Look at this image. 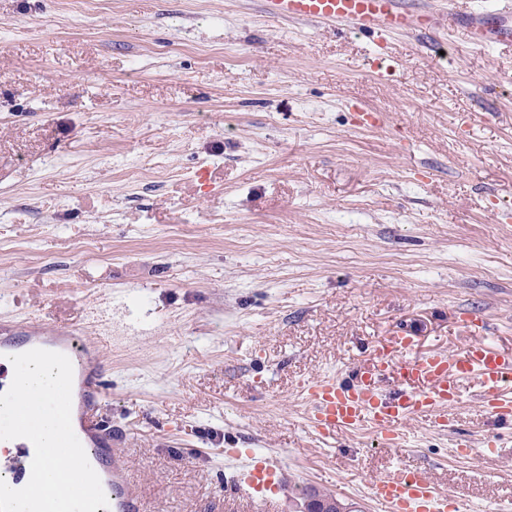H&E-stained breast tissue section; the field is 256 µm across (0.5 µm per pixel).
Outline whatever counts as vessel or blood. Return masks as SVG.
I'll return each mask as SVG.
<instances>
[{
  "label": "vessel or blood",
  "instance_id": "obj_1",
  "mask_svg": "<svg viewBox=\"0 0 512 512\" xmlns=\"http://www.w3.org/2000/svg\"><path fill=\"white\" fill-rule=\"evenodd\" d=\"M266 16L291 21L349 26L384 37L392 33H420L444 21L448 29L465 27L472 49L490 44H512V12L495 17L484 13L463 15L448 10L436 17L427 0H262ZM81 329L47 330L37 324L0 325V393L11 380L9 356L35 348L66 355L73 367L72 390L77 395L71 420L88 461L98 474L112 512H146L144 502L127 467L117 456L118 437L101 417L107 396L99 348L83 341ZM476 377L477 399L496 418H512V396L502 384L512 377V355L501 353L486 337H478L466 353L416 355L409 336L399 333L386 346L375 349L355 370L349 382L316 377L302 384L307 405V425L320 438L336 431L372 429L391 444H399L398 427L411 418H426L433 426L447 428L450 403L461 379ZM391 379L395 389L383 392L379 383ZM34 457L32 444H20L10 459L7 473L11 488L27 484ZM234 494L271 503L284 487V464L273 453L253 454L229 481ZM381 512H448V495L440 491L426 472L394 470L367 485Z\"/></svg>",
  "mask_w": 512,
  "mask_h": 512
}]
</instances>
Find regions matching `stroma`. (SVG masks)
<instances>
[{
	"label": "stroma",
	"instance_id": "stroma-1",
	"mask_svg": "<svg viewBox=\"0 0 512 512\" xmlns=\"http://www.w3.org/2000/svg\"><path fill=\"white\" fill-rule=\"evenodd\" d=\"M478 314L512 351V49L259 0H0V321L99 344L148 512H256L227 487L248 448L287 468L272 512L306 486L377 512L397 467L512 512V422L474 381L398 447L316 438L299 394L397 332L462 354Z\"/></svg>",
	"mask_w": 512,
	"mask_h": 512
}]
</instances>
